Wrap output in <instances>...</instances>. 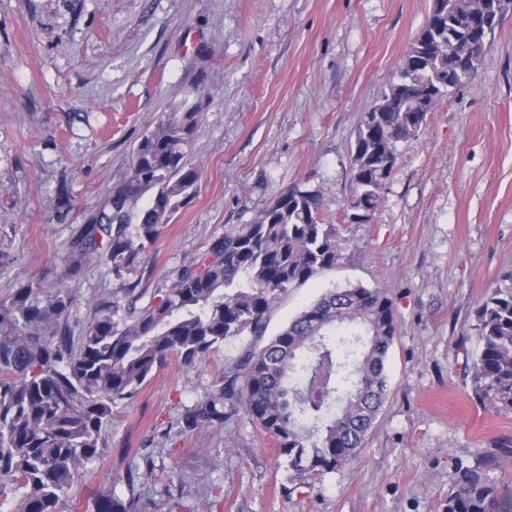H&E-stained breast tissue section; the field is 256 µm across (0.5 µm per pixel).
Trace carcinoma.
Instances as JSON below:
<instances>
[{"label":"carcinoma","mask_w":512,"mask_h":512,"mask_svg":"<svg viewBox=\"0 0 512 512\" xmlns=\"http://www.w3.org/2000/svg\"><path fill=\"white\" fill-rule=\"evenodd\" d=\"M512 0H432L397 78L363 113L350 144L346 215L372 218L397 162V144L419 136L423 116L472 79L489 33ZM196 113L172 112L143 136L125 182L71 244L58 285L28 279L0 300V498L21 496L10 512H59L80 472L100 458L114 405L134 398L172 356L200 364L224 341L261 339L274 302L341 258L340 228L323 218L320 194L293 186L249 224L209 246L211 260L186 266L173 286L132 294L125 317L112 307L80 333L69 319V282L94 257L119 273L134 265L197 189L190 154ZM153 192L131 224L141 194ZM479 348L471 357L480 404L512 410V286L489 292L475 310ZM396 333L384 288H330L265 346L249 347L214 374L210 392L186 410L182 430L201 431L240 414L259 424L295 478L332 473L357 458L387 397L385 365ZM129 495H96L95 512H139L151 477ZM446 512H512L486 471L460 465Z\"/></svg>","instance_id":"carcinoma-1"}]
</instances>
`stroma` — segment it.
I'll return each mask as SVG.
<instances>
[{
  "instance_id": "1",
  "label": "stroma",
  "mask_w": 512,
  "mask_h": 512,
  "mask_svg": "<svg viewBox=\"0 0 512 512\" xmlns=\"http://www.w3.org/2000/svg\"><path fill=\"white\" fill-rule=\"evenodd\" d=\"M432 0H0V299L53 284L70 243L121 185L133 150L168 113L193 111L194 197L122 274L93 260L73 283V334L127 288L159 295L227 227L292 186L319 192L344 238L335 268L279 297L277 335L326 289L389 290L397 331L388 396L359 456L294 479L274 438L240 416L200 432L179 421L213 373L251 342L199 366L170 358L113 409L102 455L61 512L128 495L150 455L141 512H445L458 463L512 493V413L473 398L474 310L512 284V13L474 79L451 90L419 136L397 146L384 202L349 223V149Z\"/></svg>"
}]
</instances>
